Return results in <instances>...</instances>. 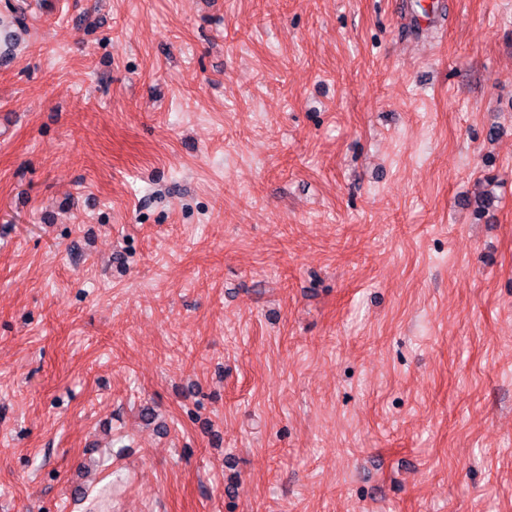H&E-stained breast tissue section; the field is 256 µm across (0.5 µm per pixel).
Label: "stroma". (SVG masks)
<instances>
[{"mask_svg": "<svg viewBox=\"0 0 512 512\" xmlns=\"http://www.w3.org/2000/svg\"><path fill=\"white\" fill-rule=\"evenodd\" d=\"M0 0V512H512V0Z\"/></svg>", "mask_w": 512, "mask_h": 512, "instance_id": "35a3bbf8", "label": "stroma"}]
</instances>
